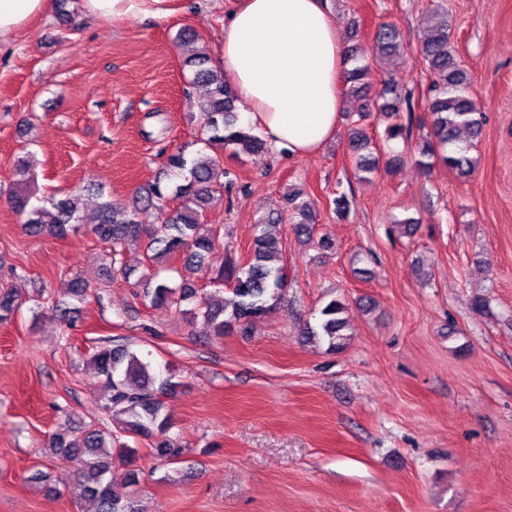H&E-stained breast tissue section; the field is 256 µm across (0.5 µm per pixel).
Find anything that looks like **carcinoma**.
I'll return each instance as SVG.
<instances>
[{"label": "carcinoma", "instance_id": "carcinoma-1", "mask_svg": "<svg viewBox=\"0 0 512 512\" xmlns=\"http://www.w3.org/2000/svg\"><path fill=\"white\" fill-rule=\"evenodd\" d=\"M424 25L421 55L430 78L426 98L430 133L417 145L416 164L427 175L440 164L467 176L474 169L475 161L468 156L471 145L465 143L462 134L478 137L484 114L477 109L468 74L455 57L448 22L437 20L433 13L425 19ZM400 45L398 29L384 23L375 32L371 52L391 55ZM186 65L192 71L191 85L203 91L197 106L207 141L223 145L232 156L243 151L259 153L267 150L264 138L252 133V128L239 124L237 93L224 82L223 70L211 65L208 54L201 49L186 61ZM370 76V67L366 63L357 64L346 72V82L360 100L356 108L360 126L352 130L349 139L355 168L360 173H373L381 164L392 168L403 163V156L392 151L386 154L383 163L372 156L373 138L361 126L370 117V107L375 106L385 117L395 119L384 130L385 142L408 139L413 133V115H408L405 120L400 115L406 109L412 110L411 93L392 78L375 92ZM168 165L174 176L183 179V183L175 185L173 190H168V186L157 180L146 189V195L130 205L112 200L101 204L98 223L93 225L92 231L105 246L107 277L125 280L131 277L132 270L123 260L124 248L128 242L142 238L151 252L149 259L156 263L169 264L176 259L185 269L205 263L215 264V290L212 293L200 296L196 283L184 276L178 283L157 281L146 291L151 306L180 311L182 306L191 304L193 308L185 313L202 316L216 336H222L236 326L247 329L255 326L276 308L288 288L286 265L280 257V241L270 236L268 230L280 221V217L266 216L259 221L253 252L247 261L235 259L228 251L220 256L217 254L219 232L217 226L207 222L206 203L216 187L223 186L224 167L219 159L209 155L189 160L181 152L171 155ZM31 166L32 161L24 157L15 161L16 172L22 176L15 193V204L26 216L25 228L35 235L63 237L71 225L79 223L81 194L76 191L53 193L43 198L42 204H31L33 192L27 180ZM170 197L179 200V205L167 206ZM150 209L159 213V223H144L143 214ZM288 212L293 232L313 238L318 224V211L313 202L290 195ZM226 286L233 294L229 303L223 296ZM88 290L89 286L78 280L70 288L68 298L52 301V310L67 328L73 327V315L79 312V304L86 300ZM22 305L18 291L11 284L0 281V323L11 321ZM345 313L343 301L330 300L321 308L317 323L303 328V335L326 342L331 351L338 349L343 331L348 327ZM87 366L101 381L104 391L101 411L112 428L57 432L50 438L49 451L74 463L80 496L94 505V512H142L133 489L139 483L137 470H129L128 480L122 485L112 483L108 474L113 460L130 464L138 454V449L124 441L126 437L154 439L157 456L178 462L183 448L168 436L171 421L164 413L161 400L162 394L175 383L170 376L159 377L151 361L123 345L91 348Z\"/></svg>", "mask_w": 512, "mask_h": 512}]
</instances>
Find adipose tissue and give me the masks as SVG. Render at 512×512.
Here are the masks:
<instances>
[{
    "instance_id": "ef3b65f1",
    "label": "adipose tissue",
    "mask_w": 512,
    "mask_h": 512,
    "mask_svg": "<svg viewBox=\"0 0 512 512\" xmlns=\"http://www.w3.org/2000/svg\"><path fill=\"white\" fill-rule=\"evenodd\" d=\"M172 0H82L99 19L171 15ZM51 0H0V44L25 34ZM221 67L234 82L243 125L294 158L318 153L343 108L346 46L328 0H229Z\"/></svg>"
}]
</instances>
